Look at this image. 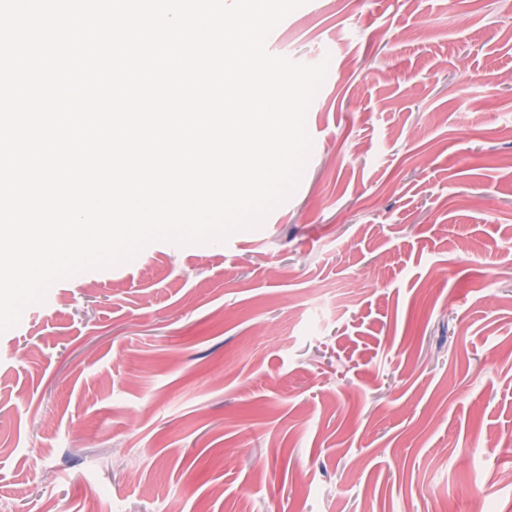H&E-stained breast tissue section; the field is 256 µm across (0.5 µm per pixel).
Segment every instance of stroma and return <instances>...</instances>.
<instances>
[{
  "mask_svg": "<svg viewBox=\"0 0 512 512\" xmlns=\"http://www.w3.org/2000/svg\"><path fill=\"white\" fill-rule=\"evenodd\" d=\"M266 47L329 63L298 187L0 334L8 512H512V0H308Z\"/></svg>",
  "mask_w": 512,
  "mask_h": 512,
  "instance_id": "obj_1",
  "label": "stroma"
}]
</instances>
